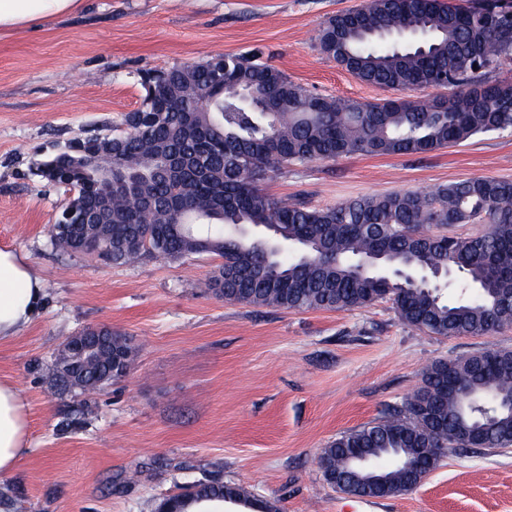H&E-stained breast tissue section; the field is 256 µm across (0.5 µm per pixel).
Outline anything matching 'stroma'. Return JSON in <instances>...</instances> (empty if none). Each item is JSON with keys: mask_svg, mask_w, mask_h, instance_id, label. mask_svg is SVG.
<instances>
[{"mask_svg": "<svg viewBox=\"0 0 512 512\" xmlns=\"http://www.w3.org/2000/svg\"><path fill=\"white\" fill-rule=\"evenodd\" d=\"M362 0H84L81 10L0 34V247L44 279L40 314L0 343V380L18 390L29 447L0 477V512H157L199 481L242 486L276 512H512V449L449 452L414 491L384 499L331 487L318 456L380 418L432 362L512 350L490 336H434L390 301L341 311L228 304L210 283L221 259L116 266L63 253L50 229L69 193L34 161L136 110L142 74L219 54H258L312 92L399 98L322 55L321 25ZM512 181V131L422 155H347L293 165L263 183L326 208L451 182ZM127 336L128 373L90 395L55 385L53 361L89 327Z\"/></svg>", "mask_w": 512, "mask_h": 512, "instance_id": "35a3bbf8", "label": "stroma"}]
</instances>
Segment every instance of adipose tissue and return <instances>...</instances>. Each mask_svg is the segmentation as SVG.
Segmentation results:
<instances>
[{"label": "adipose tissue", "mask_w": 512, "mask_h": 512, "mask_svg": "<svg viewBox=\"0 0 512 512\" xmlns=\"http://www.w3.org/2000/svg\"><path fill=\"white\" fill-rule=\"evenodd\" d=\"M82 0H0V32L72 14ZM45 297L42 279L26 258L0 248V342L15 337L38 315ZM28 447L24 405L14 385L0 382V476L10 475Z\"/></svg>", "instance_id": "ef3b65f1"}]
</instances>
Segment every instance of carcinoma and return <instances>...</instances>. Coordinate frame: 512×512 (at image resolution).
I'll return each instance as SVG.
<instances>
[{
    "label": "carcinoma",
    "instance_id": "1",
    "mask_svg": "<svg viewBox=\"0 0 512 512\" xmlns=\"http://www.w3.org/2000/svg\"><path fill=\"white\" fill-rule=\"evenodd\" d=\"M497 0L455 7L444 0H363L349 14L365 28L337 33L341 15L319 29L321 53L361 81L395 90H423L452 81L442 99L362 103L311 92L253 55H229L159 71L146 88L140 123L85 136L77 151L38 161L35 174L75 193L63 205L69 223L81 221L79 201L98 188L81 179L84 154L112 153L114 176L135 174V189L112 191L102 227L85 238L91 253L114 264L144 257L178 261L193 255L222 258L218 271L226 303L286 310H349L392 302L406 325L435 336H488L512 325V181L477 177L429 193L366 196L325 209L278 200L260 181L293 164L342 155L425 154L478 135L512 130V96L482 72L512 58V11L487 28L480 12ZM248 94L254 112L230 124L224 110ZM180 156L173 177L165 161ZM481 224L470 237L431 234L427 226ZM273 226L295 254L269 253L268 241L248 232ZM54 249L71 251L62 225H53ZM411 274L451 272L454 300L419 283L360 263ZM112 349L131 364L126 336L112 334ZM431 363L401 406L341 433L321 450V471L356 480L349 449L369 454L371 470L391 494L410 491L404 463L416 449L442 457L450 450L512 447V350L489 349L447 362L448 398ZM106 369L86 371L80 391L102 387ZM205 497L228 498L260 512L267 504L236 487L212 485Z\"/></svg>",
    "mask_w": 512,
    "mask_h": 512
}]
</instances>
